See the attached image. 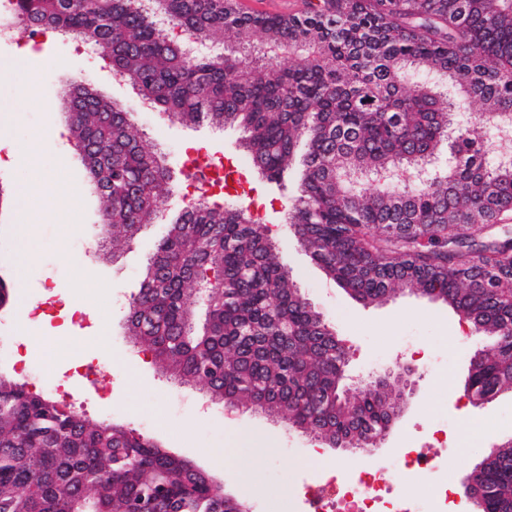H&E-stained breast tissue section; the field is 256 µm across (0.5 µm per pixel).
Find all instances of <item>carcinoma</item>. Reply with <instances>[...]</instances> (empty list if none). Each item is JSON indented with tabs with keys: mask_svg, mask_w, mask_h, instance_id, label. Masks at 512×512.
<instances>
[{
	"mask_svg": "<svg viewBox=\"0 0 512 512\" xmlns=\"http://www.w3.org/2000/svg\"><path fill=\"white\" fill-rule=\"evenodd\" d=\"M25 32L69 35L123 66L154 110L236 127L282 184L304 146L287 222L327 278L365 306L397 290L448 304L492 343L473 385L512 392V0H317L300 15L237 0H13ZM199 39L207 49L188 55ZM288 48L286 68L266 49ZM479 105L471 117L461 104ZM112 249L176 192L161 152L91 80L62 96ZM399 172L378 183L384 169ZM366 179L374 187H362ZM129 319L169 377L255 404L328 444L389 423L407 380L345 388L336 329L304 297L267 225L199 202L148 258ZM206 285L202 327L194 289ZM480 462L479 512H512V439ZM209 476L150 438L93 421L0 375V512H236Z\"/></svg>",
	"mask_w": 512,
	"mask_h": 512,
	"instance_id": "obj_1",
	"label": "carcinoma"
}]
</instances>
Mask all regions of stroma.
<instances>
[{
	"mask_svg": "<svg viewBox=\"0 0 512 512\" xmlns=\"http://www.w3.org/2000/svg\"><path fill=\"white\" fill-rule=\"evenodd\" d=\"M28 65L39 78L36 100L20 99L16 85L0 79V138L13 145L45 136L63 124L61 89L73 78L87 75L106 93L126 102L138 132L168 154L177 184L197 183L202 178L184 164V147L197 145L224 160L248 159L239 129L220 130L205 123L185 127L141 111L130 87L114 83L105 63L96 60L78 39L46 38L32 51ZM59 155L66 158L63 166L49 168L40 178L22 163L0 166V187L12 191L26 184L31 188L25 205L13 199L0 205V276L14 286L13 305L0 308V342H23L36 360L31 373L15 361L0 359V372L28 387L60 383L57 400L91 419L122 424L193 460L223 479L225 493L246 503L251 512H299V486L315 485L319 473L333 469L336 463L352 468L356 456L318 444L312 434L291 427L282 417L258 412L228 415L222 403L209 400L204 384L174 387L149 352L132 347L124 329L128 301L138 293L146 260L165 235L176 206L164 207L162 220L144 227L129 250L113 255L111 245L102 238L98 199L70 143L48 142L47 160ZM300 170V164H293L282 187L257 174L248 175L241 205H255L298 287L335 327L348 352L350 385L410 363L414 351L425 350L427 361L412 362L417 367L416 391L378 456L429 444L440 408L447 409L448 422L454 426L463 409L471 421L492 425L488 438L465 448L458 446L456 435L448 437L452 486L448 512H473L463 496L462 482L490 449L512 439V395L503 394L480 406L470 403L465 381L470 359L484 341L442 302L398 291L385 303L366 307L326 278L291 237L286 224L285 202L297 191ZM62 181L81 189L77 219H70L56 198L55 186ZM24 224L33 226L40 251L29 268L19 273L14 257L19 228ZM86 278L93 284V301L84 323L63 318L50 324L35 316L20 321L18 304L26 296H54L70 304L78 284ZM104 329L109 337L98 341ZM73 361L84 366L86 376L69 374ZM314 447L319 450L315 457L310 454Z\"/></svg>",
	"mask_w": 512,
	"mask_h": 512,
	"instance_id": "obj_1",
	"label": "stroma"
}]
</instances>
